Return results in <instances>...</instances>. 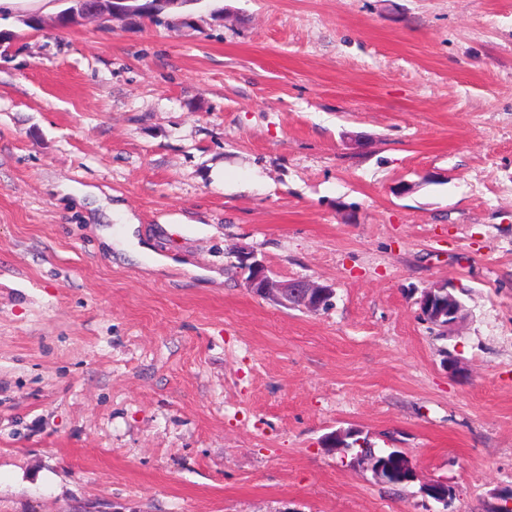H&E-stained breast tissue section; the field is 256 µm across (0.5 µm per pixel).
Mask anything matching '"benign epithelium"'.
<instances>
[{"instance_id":"7a95c632","label":"benign epithelium","mask_w":512,"mask_h":512,"mask_svg":"<svg viewBox=\"0 0 512 512\" xmlns=\"http://www.w3.org/2000/svg\"><path fill=\"white\" fill-rule=\"evenodd\" d=\"M72 6L62 11L56 18L57 26L70 27L82 19L129 20L133 17L154 13L158 7L174 8L184 0H69ZM240 269L247 273L245 283L250 292L262 298H268L284 306L298 305L307 312L317 313L332 306L335 292L327 285L318 284L310 279L282 281L271 272L261 260L240 259ZM464 306L460 299L445 285L434 286L425 291L420 300L423 318L442 322L447 331L454 330L462 320ZM358 433L353 430H339L325 438L327 446L349 447L347 440L354 439ZM362 463L368 465L374 477L387 485H401L417 479V472L408 456L398 450L384 457L364 456ZM426 495L433 501L448 506L451 493L448 484L442 480H431L425 487Z\"/></svg>"}]
</instances>
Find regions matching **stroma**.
<instances>
[{
    "mask_svg": "<svg viewBox=\"0 0 512 512\" xmlns=\"http://www.w3.org/2000/svg\"><path fill=\"white\" fill-rule=\"evenodd\" d=\"M63 7L0 20V512H438L431 479L490 512L512 0H195L192 26L109 29ZM126 215L131 252L105 241ZM241 251L333 306L253 295ZM437 284L447 334L420 314ZM339 429L418 480L351 466ZM464 306L460 299L448 290V285L434 286L425 291L420 300V311L424 319L440 322L445 331L454 330L462 320ZM372 446L368 445L366 448L369 451L373 450L377 455L382 456L385 452L378 451ZM377 455H370L360 457L361 464H367L374 477L381 483L387 485H401L404 483L412 482L417 479L418 475L415 468L412 466L408 456L402 451L393 450L384 457ZM384 470L387 476L383 475ZM390 477H392L390 480Z\"/></svg>",
    "mask_w": 512,
    "mask_h": 512,
    "instance_id": "35a3bbf8",
    "label": "stroma"
}]
</instances>
